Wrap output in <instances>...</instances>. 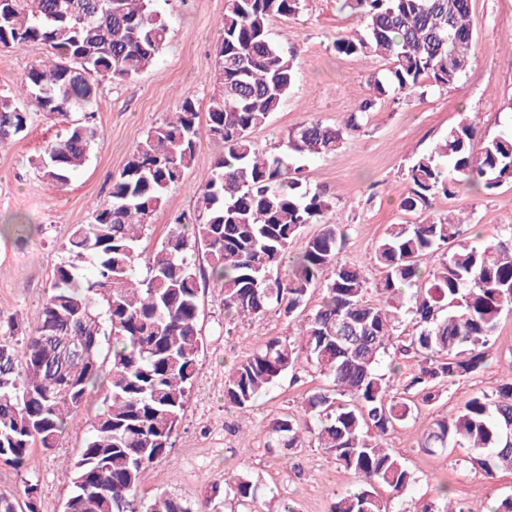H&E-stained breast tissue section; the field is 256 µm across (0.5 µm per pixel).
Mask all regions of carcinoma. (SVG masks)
Returning a JSON list of instances; mask_svg holds the SVG:
<instances>
[{
	"label": "carcinoma",
	"mask_w": 512,
	"mask_h": 512,
	"mask_svg": "<svg viewBox=\"0 0 512 512\" xmlns=\"http://www.w3.org/2000/svg\"><path fill=\"white\" fill-rule=\"evenodd\" d=\"M300 2L226 0L209 74L217 93L205 126L223 152L212 177L192 189L193 212L181 215L148 256L145 277L133 273L140 244L169 191L183 185L200 137L199 112L187 96L112 176L89 223L74 228L39 324L20 346L0 339V466L18 471L33 447L54 448L88 398L101 394L105 409L78 451L63 512H137L141 473L170 452L203 345L205 273L189 259L193 253L208 257L229 323L274 311L295 327L293 339L271 337L234 364L224 377L225 404L249 412L302 357L325 378L327 387L312 390L301 410L274 419L267 437L269 446L289 450L313 435L355 476V489L333 498L329 512H388L378 489L395 498L414 478L384 436L408 424L418 405L438 402L440 386L479 371L501 312L512 310V244L463 240L467 221L450 212L387 225L373 256L382 276L370 283L364 267L338 258L343 234L332 218L334 200L289 163L292 155L340 152L386 97L457 87L476 44L470 0H342L367 25L363 34L336 36V53L381 57L389 68L371 75V94L342 123H303L289 133L287 150L260 152L251 132L280 110L298 77L295 50L270 38V22L296 14ZM167 34L157 0H0V49L33 42L50 54L30 65L17 90L0 92V145L26 130L29 103L67 124L36 163L47 187L63 188L97 137L91 107L102 85L147 70ZM406 180V212L430 210L437 197L450 198L463 185L491 192L512 181V130L484 138L464 117L412 161ZM308 224L320 230L303 239L288 273L272 276ZM441 249L446 259L423 269V258ZM314 288L322 298L305 315ZM407 319L415 332L399 347ZM108 341L112 359L104 374ZM410 353L418 368L400 392L395 380ZM510 424L512 378L436 417L420 447L437 458L465 450L470 465L492 479L500 469L512 471ZM36 493L26 486L21 501L1 491L0 512H36ZM258 494L242 471L224 475V486L194 509L160 495L142 512H210L221 496L255 512ZM441 500V508L424 503L415 512H465L448 502L446 487Z\"/></svg>",
	"instance_id": "cac0c4a2"
}]
</instances>
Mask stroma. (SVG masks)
<instances>
[{
    "label": "stroma",
    "mask_w": 512,
    "mask_h": 512,
    "mask_svg": "<svg viewBox=\"0 0 512 512\" xmlns=\"http://www.w3.org/2000/svg\"><path fill=\"white\" fill-rule=\"evenodd\" d=\"M226 0H160L158 10L169 35L153 65L134 79L103 85L94 107L97 137L90 162L63 190L48 189L31 161L48 142L63 136V124L34 114L27 130L0 147V225L20 218L18 230L0 235V337L21 342L34 329L48 295L54 268L65 256L63 247L74 227L88 223L95 204L105 199L112 176L147 131L175 110L181 97L192 96L207 109L213 93L208 75L220 38L219 23ZM471 22L477 35L475 56L459 87L432 88L424 97L385 100L369 112L361 128L348 137L336 155L304 161L311 188L335 199L344 229L340 260L364 266L369 279L380 277L372 261L386 225L410 221L399 207L408 189L412 158L430 151L461 117H470L482 136L512 128V0H471ZM365 23L343 9L341 0H303L297 15L270 24L274 42L293 46L298 83L279 112L255 130L256 149H283L289 132L315 119L338 124L356 111L370 93L372 73L385 72L387 60L337 54L336 34L363 32ZM219 145L201 135L183 187L172 190L153 216L141 243L144 253L160 246L176 217L192 209L190 186L209 180ZM435 213L468 214V236L486 245L512 238V183L494 194L463 189L453 198H437ZM20 330L10 333L9 323ZM224 305L217 289L200 294L199 325L204 348L182 422L172 449L142 475L145 498L166 492L197 505L223 483L225 475L247 471L261 488L260 512H328L334 495L351 489L353 476L343 473L333 455L306 445L284 450L267 445L270 422L300 406L309 391L325 380L306 361H299L249 414L224 403V376L234 364L273 336L288 338L291 328L270 313L232 331L224 329ZM512 378V311L503 312L491 339L486 365L478 372L445 384L433 406H419L416 417L386 437L389 448L402 457L415 477L389 512H413L421 500L438 499L440 486L471 512H488L493 502L512 495V471L486 478L465 461L464 451L437 459L419 446L420 437L444 411L458 408L478 392H491ZM101 408L92 398L60 437L56 448H33L23 469H0V490L22 492L25 484L38 488V512H63L79 448L89 436Z\"/></svg>",
    "instance_id": "stroma-1"
}]
</instances>
